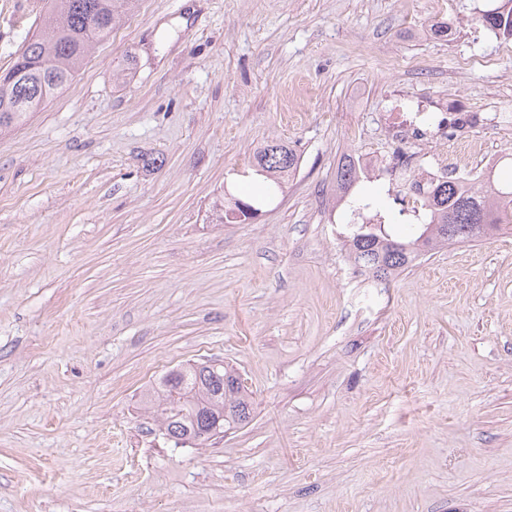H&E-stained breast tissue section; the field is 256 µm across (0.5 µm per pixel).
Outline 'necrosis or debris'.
<instances>
[{
	"mask_svg": "<svg viewBox=\"0 0 512 512\" xmlns=\"http://www.w3.org/2000/svg\"><path fill=\"white\" fill-rule=\"evenodd\" d=\"M489 121L488 113L472 107L455 109L445 97L434 101H399L384 115L382 131L385 139L397 146L430 149V161L418 167L407 158L376 152L355 154L353 160L361 173L386 180L395 187L410 186L411 191L404 199L405 206L416 208L437 182L463 179L460 164L448 157V146L468 142L474 133L487 129Z\"/></svg>",
	"mask_w": 512,
	"mask_h": 512,
	"instance_id": "obj_1",
	"label": "necrosis or debris"
}]
</instances>
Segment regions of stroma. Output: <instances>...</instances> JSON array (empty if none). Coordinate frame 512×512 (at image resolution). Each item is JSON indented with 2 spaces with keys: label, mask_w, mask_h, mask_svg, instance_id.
Listing matches in <instances>:
<instances>
[{
  "label": "stroma",
  "mask_w": 512,
  "mask_h": 512,
  "mask_svg": "<svg viewBox=\"0 0 512 512\" xmlns=\"http://www.w3.org/2000/svg\"><path fill=\"white\" fill-rule=\"evenodd\" d=\"M481 4L139 0L0 134V512H512V232L385 288L337 240L339 161L389 151L394 99L512 113V51L471 63L498 44ZM42 6L0 0V73ZM271 138L299 168L219 223ZM208 359L251 419L174 446L139 397Z\"/></svg>",
  "instance_id": "35a3bbf8"
}]
</instances>
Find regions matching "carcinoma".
I'll list each match as a JSON object with an SVG mask.
<instances>
[{
  "mask_svg": "<svg viewBox=\"0 0 512 512\" xmlns=\"http://www.w3.org/2000/svg\"><path fill=\"white\" fill-rule=\"evenodd\" d=\"M137 0H47L43 27L30 38L14 67L0 75V131L24 125L32 112L73 79L91 52L105 41L130 13ZM474 20L505 40L512 39V0H488ZM299 158L284 142L266 141L257 149L251 167L238 173L250 178L265 171L266 186L259 198L232 197L224 212L254 219L258 204L272 201L282 180L296 172ZM352 158L342 157L336 173L339 191L351 195L355 209L383 211L381 202L353 190L360 182ZM489 188L484 194L444 180L429 191L427 214L411 238L399 236L395 225L351 224L349 253L356 265L377 281L387 282L407 270L437 246L473 242L512 224V180L502 182L493 170L482 173ZM235 371L207 362L168 374L161 386L149 390L145 403L156 408L168 438L185 446L209 431L215 421L231 430L246 424L252 411L247 392L232 388Z\"/></svg>",
  "mask_w": 512,
  "mask_h": 512,
  "instance_id": "cac0c4a2",
  "label": "carcinoma"
}]
</instances>
